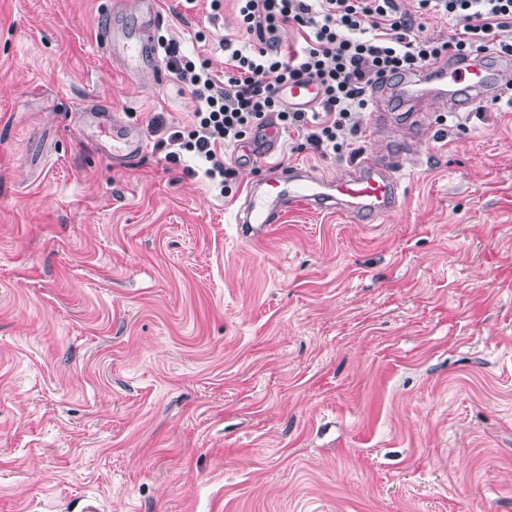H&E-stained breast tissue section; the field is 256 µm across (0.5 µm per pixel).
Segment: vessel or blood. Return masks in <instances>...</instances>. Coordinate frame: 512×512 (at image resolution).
<instances>
[{"mask_svg": "<svg viewBox=\"0 0 512 512\" xmlns=\"http://www.w3.org/2000/svg\"><path fill=\"white\" fill-rule=\"evenodd\" d=\"M141 21L135 29H108L98 37L125 65L145 62L158 55L156 31L161 24L157 0H140ZM512 66L506 59L503 67L494 69L466 60L449 62L440 74L442 100L454 113L470 111L476 101L475 88L499 91L505 70ZM288 104L307 108L318 98V88L310 81L289 83L281 91ZM81 128L91 137L110 138L113 159L131 162L145 150L143 141L125 124L113 118L111 111L87 108L81 114ZM281 144L277 125L258 129L249 155L257 160L276 153ZM403 158L393 154L387 160L357 156L348 166V173L339 178H319L303 165H293L265 179L260 188H249L245 206L238 219L241 237L250 242L263 241L273 224L288 209L302 205L320 211L333 210L372 222L398 210L401 183L398 174Z\"/></svg>", "mask_w": 512, "mask_h": 512, "instance_id": "1", "label": "vessel or blood"}]
</instances>
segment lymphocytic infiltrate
Returning <instances> with one entry per match:
<instances>
[{
	"mask_svg": "<svg viewBox=\"0 0 512 512\" xmlns=\"http://www.w3.org/2000/svg\"><path fill=\"white\" fill-rule=\"evenodd\" d=\"M236 2L252 47L225 40L227 62L218 75L209 59L163 41L166 69L189 89L196 107L186 126L158 117L150 122L167 163L192 155L211 181L232 175L226 148L268 122L300 137V149L336 155L361 135L360 113L376 85L450 56L512 55V0H415L410 11L399 0ZM435 13L451 21L450 38L427 31L423 20ZM288 28L305 40L302 50L284 47L280 33ZM299 80L320 90L312 110L288 107L279 95Z\"/></svg>",
	"mask_w": 512,
	"mask_h": 512,
	"instance_id": "lymphocytic-infiltrate-1",
	"label": "lymphocytic infiltrate"
}]
</instances>
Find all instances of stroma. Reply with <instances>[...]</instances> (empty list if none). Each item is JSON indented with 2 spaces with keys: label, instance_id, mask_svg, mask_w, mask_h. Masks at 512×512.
Instances as JSON below:
<instances>
[{
  "label": "stroma",
  "instance_id": "1",
  "mask_svg": "<svg viewBox=\"0 0 512 512\" xmlns=\"http://www.w3.org/2000/svg\"><path fill=\"white\" fill-rule=\"evenodd\" d=\"M159 9L215 69L243 37L234 0ZM138 14L0 0V512H512V90L458 115L387 84L353 150L232 146L223 192L147 131L189 123L188 90L97 39ZM94 105L143 138L134 165L85 137ZM401 141L383 221L301 207L239 237L271 167Z\"/></svg>",
  "mask_w": 512,
  "mask_h": 512
}]
</instances>
